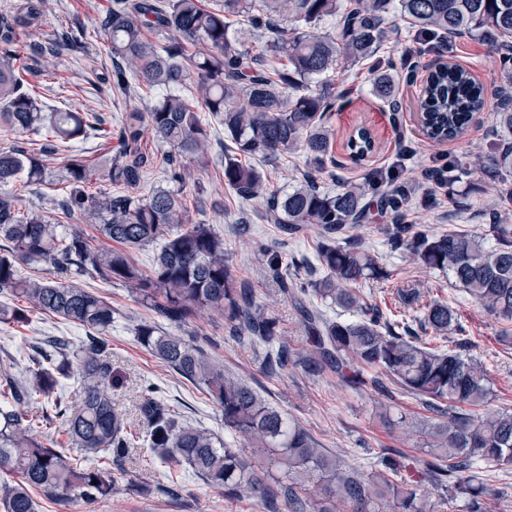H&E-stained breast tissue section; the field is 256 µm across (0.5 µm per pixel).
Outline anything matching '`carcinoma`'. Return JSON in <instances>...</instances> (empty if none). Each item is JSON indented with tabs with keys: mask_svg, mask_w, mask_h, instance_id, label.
<instances>
[{
	"mask_svg": "<svg viewBox=\"0 0 512 512\" xmlns=\"http://www.w3.org/2000/svg\"><path fill=\"white\" fill-rule=\"evenodd\" d=\"M393 0H224L207 7L201 0H113L101 17L112 54L113 88L130 90L132 78L150 87H190L191 97L165 94L144 112H130L118 138L122 151L110 162L105 180L117 191L89 194L85 160L71 155L57 214L21 208L15 195H0V322L25 325L39 310L81 325L94 335L74 351L60 340H48L51 351L30 357L24 370L0 371V476L17 474L20 482L0 487V512H35L29 490H40L64 505L109 499L117 486L112 472L94 462L98 454L123 461L133 445L132 424L113 393L112 355L104 334L112 329L115 310L83 281L117 283L161 317L185 323L209 311L224 318L236 336L265 348L264 369L278 374L292 352L275 317L255 301L254 290L233 275L224 236L211 224L185 223L181 197L166 188L140 193L152 167L141 149L145 129L169 148L164 161L169 177L185 179L186 164L210 155L228 141L224 153V186L244 199L263 202L262 219L293 233L315 230L318 267L304 282L288 280L281 259L265 252L269 276L298 305L312 342L310 368L329 366L342 382L365 384L362 372L378 369L403 390L423 399L438 415L427 425V458L413 471L416 485L434 486L450 501L464 500L467 512H486L489 490L473 470L475 461L512 466V414L487 409L493 383L482 365L453 349H437L419 336L397 332L381 309L369 307L352 285L389 273L376 255L347 244L350 232L366 223L368 191L384 184L381 203L398 217L411 204L410 191L382 171L363 189L342 184L329 192L317 175L333 163L328 114L338 96L316 79L338 59L351 67L375 60L372 91L397 106L396 63L379 56L391 32ZM400 12L413 21L410 37L444 50L455 35L475 37L489 45L500 66L502 93L512 85V56L501 38L512 34V0H398ZM48 0H26L19 14L0 12V124L18 141L0 150V184L23 173L28 182L46 181L45 157L101 130L100 113L87 109L45 111L36 94L16 74L14 45L18 30H40ZM340 17L337 35L321 30L322 22ZM246 27L231 34L234 20ZM194 46L188 52L185 44ZM83 46V36L65 30L31 46V61L43 62L67 47ZM484 87L466 69L452 63L431 75L418 101L424 135L433 142L463 134L473 113L482 109ZM209 112L224 127V139L212 134L200 113ZM496 128L512 135V99H503ZM29 135L41 138L37 148L20 145ZM304 152L309 171L286 192H273L264 173L246 160L268 163ZM491 164L512 170V142L500 144ZM76 215L94 221L99 234L118 244L94 248L74 227L57 231L60 219ZM490 234L454 230L430 233L414 224L390 228L395 250L404 249L425 269L446 271L455 285L496 319L512 322V229L492 213ZM493 244H488L489 239ZM157 245L148 271L139 269L128 250ZM44 265L50 276L25 275L22 266ZM358 314L351 321L326 317L324 305ZM422 330L439 338L461 329L448 302L425 306ZM138 342L184 379L202 388L221 410L224 427L243 439L254 453L266 455L290 475L289 483L271 481L261 465L241 449L205 429L185 425L163 402L146 394L139 412L146 431L142 440L162 461L185 464L227 502L244 497L261 501L266 512H429L416 491L395 477L410 471L403 455L387 450L380 466L369 472L352 469L325 453L303 427L288 421L250 386L224 376L195 343L164 333L150 320L134 328ZM77 375L80 397L73 404L52 402L62 418L73 461L41 439L44 415L30 408L34 395L49 398L59 378ZM448 407H443V402ZM483 407L479 415L463 410Z\"/></svg>",
	"mask_w": 512,
	"mask_h": 512,
	"instance_id": "obj_1",
	"label": "carcinoma"
}]
</instances>
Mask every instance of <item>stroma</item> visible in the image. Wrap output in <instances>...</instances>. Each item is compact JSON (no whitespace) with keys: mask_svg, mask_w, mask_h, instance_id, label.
Wrapping results in <instances>:
<instances>
[{"mask_svg":"<svg viewBox=\"0 0 512 512\" xmlns=\"http://www.w3.org/2000/svg\"><path fill=\"white\" fill-rule=\"evenodd\" d=\"M111 5L112 0H51L43 36H51L62 28L81 30L86 34L85 50L62 51L49 58L38 73L24 77L25 84L48 104L92 108L104 117L101 132L74 142L70 151L47 160L49 169L57 173L69 153H78L89 167L88 188L93 192L107 186L99 177L98 168L120 152L117 130L126 113L134 108L145 109L162 94L161 89L148 87L138 79L132 80L128 94L110 89L109 43L98 21ZM391 24L396 33L387 39L384 54L396 60L408 57L416 74L425 75L434 53H420L418 43L407 38L410 28L407 18L395 16ZM450 44L446 57L467 69L485 88L484 108L473 114L464 134L447 142L429 141L416 121L415 84L400 81L397 95L400 109L393 112L373 96L368 65L348 71L336 68L329 80L341 98L328 118L333 130L334 164L330 174L322 175L321 182L331 190L340 182L363 183L369 174L390 164L404 151L408 158L400 180L413 189L406 223L437 232L461 229L481 234L494 212L501 215L503 223L512 225V201L501 198L499 192L501 182L512 185V172L491 167L482 173L461 170L448 186L439 190L421 177L422 171L441 167L465 154L493 156L500 145L495 126L498 99L494 94L500 71L493 62L491 50L468 37L452 38ZM360 126L370 130L375 150L357 164L351 160L346 142ZM141 147L154 160L146 177L147 186L171 188L182 198L190 223L206 222L223 234L237 280L250 281L257 302L278 319L282 336L299 357H307L312 345L300 315L292 302L281 295L260 258L264 250L276 251L290 277L305 278L307 266L316 262L315 235L292 238L282 234L277 225L262 221L260 200L239 198L225 188L218 158L190 163L185 180L172 183L163 170L165 146L148 132ZM393 222L392 213L375 208L369 222L356 230L360 247L377 255L390 274L385 281L360 282L355 286L356 291L365 302L379 306L391 320L405 322L415 331L420 328L418 319L424 304L436 299L448 301L465 333L452 335L447 341L437 340V347L445 349L449 344H457L464 356L482 364L494 381L493 408L512 412V347L499 341L501 323L464 291L452 287L447 273L423 269L408 252L392 249L388 230ZM91 287L111 301L116 311L106 335L112 352L113 392L132 423L140 421L141 390L149 386L182 422L233 441V434L224 428L220 409L208 395L137 341L135 325L153 319V312L133 301L121 285L95 281ZM403 288L419 289L418 303L404 306L399 298ZM162 328L172 335L196 340L211 359L223 366L225 375L247 383L283 416L306 428L323 448L348 465L370 471L386 448L412 460L425 455L427 437L423 429L433 414L422 400L391 380H384L379 389L370 385L354 390L343 385L331 369L313 372L301 364L289 367L282 375L267 376L263 370L262 348L231 336L223 319L215 315L204 314L181 325L166 322ZM51 336L64 339L74 350L86 341L88 331L37 311L31 312L28 325L0 324V370L22 368L36 347ZM384 406L393 416H404V424L392 429L385 426L379 418ZM112 473L120 487L112 498L90 505L63 506L36 491L32 494L36 512H265L261 502L253 498L226 502L191 468L161 463L150 448L140 443L135 444L122 465L113 467Z\"/></svg>","mask_w":512,"mask_h":512,"instance_id":"obj_1","label":"stroma"}]
</instances>
